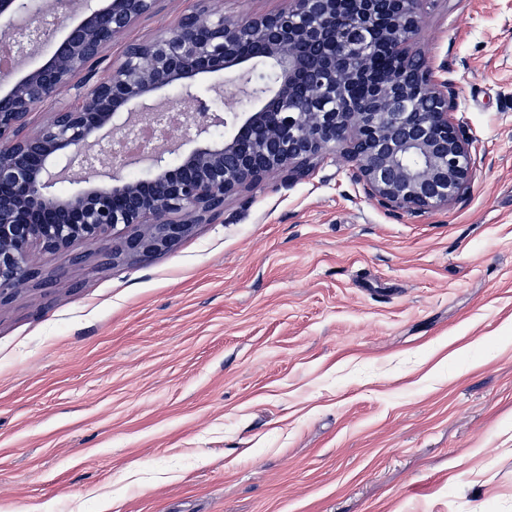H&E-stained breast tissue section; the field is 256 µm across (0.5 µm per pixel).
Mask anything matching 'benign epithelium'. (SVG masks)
Here are the masks:
<instances>
[{
	"instance_id": "7a95c632",
	"label": "benign epithelium",
	"mask_w": 512,
	"mask_h": 512,
	"mask_svg": "<svg viewBox=\"0 0 512 512\" xmlns=\"http://www.w3.org/2000/svg\"><path fill=\"white\" fill-rule=\"evenodd\" d=\"M79 19L44 0H0V43L22 58L62 31L56 49L25 73L0 76V305L29 285L52 281L31 256L76 242L107 263L173 250L192 225L224 213V200L274 172L307 177L315 162L338 154L353 163L370 198L395 212L419 215L456 204L475 175L472 141L452 114L456 87L448 66L432 68L414 45L430 0H284L277 12L246 18L214 16L197 0L177 29L135 44L117 61L106 54L159 0H82ZM392 68L372 76L369 48ZM272 65V84L242 71L237 93L259 102L240 117L195 94L197 77L246 62ZM85 72L76 86L72 76ZM176 86L182 98L156 93ZM170 148L129 153L135 128L166 130L181 99ZM51 121L30 128L39 106ZM234 127L216 140L213 131ZM177 154L179 160L170 159ZM145 160V175L125 170ZM77 171L74 189L56 191L60 175Z\"/></svg>"
}]
</instances>
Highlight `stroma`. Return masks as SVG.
Masks as SVG:
<instances>
[{"label":"stroma","instance_id":"obj_1","mask_svg":"<svg viewBox=\"0 0 512 512\" xmlns=\"http://www.w3.org/2000/svg\"><path fill=\"white\" fill-rule=\"evenodd\" d=\"M418 47L462 202L392 212L335 155L174 250L36 256L50 293L0 307V512H512V0H434Z\"/></svg>","mask_w":512,"mask_h":512}]
</instances>
